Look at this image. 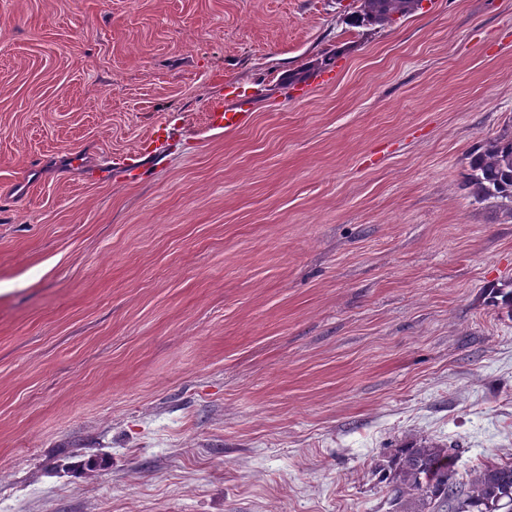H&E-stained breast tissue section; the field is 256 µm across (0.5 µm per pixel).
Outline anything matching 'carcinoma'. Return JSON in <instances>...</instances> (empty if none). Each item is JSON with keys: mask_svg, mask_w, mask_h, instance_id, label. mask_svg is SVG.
Returning a JSON list of instances; mask_svg holds the SVG:
<instances>
[{"mask_svg": "<svg viewBox=\"0 0 512 512\" xmlns=\"http://www.w3.org/2000/svg\"><path fill=\"white\" fill-rule=\"evenodd\" d=\"M420 2L360 0L347 22L385 25L413 13ZM465 185L477 197L512 203V133L471 151ZM393 464V512H512V462L486 464L460 479L448 448L424 443L401 449Z\"/></svg>", "mask_w": 512, "mask_h": 512, "instance_id": "1", "label": "carcinoma"}]
</instances>
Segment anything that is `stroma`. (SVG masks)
<instances>
[{
	"mask_svg": "<svg viewBox=\"0 0 512 512\" xmlns=\"http://www.w3.org/2000/svg\"><path fill=\"white\" fill-rule=\"evenodd\" d=\"M358 6L0 0V512H392L401 445L512 462V203L462 185L512 0ZM360 9L347 22L352 25H385L395 16L405 17L419 8L421 0H359ZM251 119V113L241 106L216 105L208 113V123L212 128L224 129V133H233L244 127Z\"/></svg>",
	"mask_w": 512,
	"mask_h": 512,
	"instance_id": "1",
	"label": "stroma"
}]
</instances>
